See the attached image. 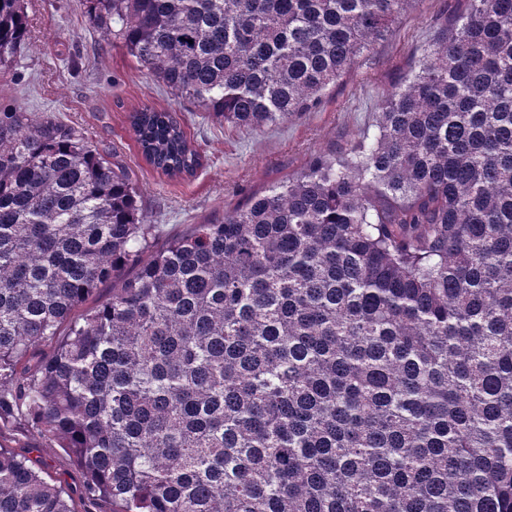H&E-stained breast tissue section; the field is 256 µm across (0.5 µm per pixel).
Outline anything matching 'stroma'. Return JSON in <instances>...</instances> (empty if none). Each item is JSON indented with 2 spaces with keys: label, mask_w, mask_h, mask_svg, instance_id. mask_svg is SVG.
<instances>
[{
  "label": "stroma",
  "mask_w": 512,
  "mask_h": 512,
  "mask_svg": "<svg viewBox=\"0 0 512 512\" xmlns=\"http://www.w3.org/2000/svg\"><path fill=\"white\" fill-rule=\"evenodd\" d=\"M454 7L455 0H415L317 108L247 132L175 98L118 43L100 38L81 0H27L30 35L17 69L0 75V103L53 115L110 148L139 187V207L157 225L160 245L194 225L223 220L245 195L300 172L315 154L373 135L383 100L432 46L440 18ZM145 105L179 117L202 157L194 177L171 179L145 161L128 120ZM0 446L29 458L50 483L80 497L83 471L39 432L18 424L1 428Z\"/></svg>",
  "instance_id": "stroma-1"
}]
</instances>
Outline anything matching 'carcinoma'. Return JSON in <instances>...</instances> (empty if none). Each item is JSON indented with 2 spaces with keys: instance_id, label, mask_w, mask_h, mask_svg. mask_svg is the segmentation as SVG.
<instances>
[{
  "instance_id": "1",
  "label": "carcinoma",
  "mask_w": 512,
  "mask_h": 512,
  "mask_svg": "<svg viewBox=\"0 0 512 512\" xmlns=\"http://www.w3.org/2000/svg\"><path fill=\"white\" fill-rule=\"evenodd\" d=\"M83 3L174 95L255 131L314 108L413 0ZM461 4L374 137L147 260L125 166L0 108V421L112 512H512V0ZM28 36L25 0H0V71ZM130 123L154 169L196 174L172 113ZM0 512L79 510L0 447Z\"/></svg>"
}]
</instances>
